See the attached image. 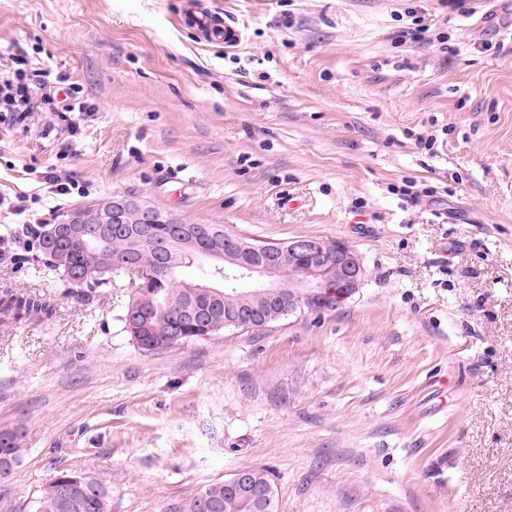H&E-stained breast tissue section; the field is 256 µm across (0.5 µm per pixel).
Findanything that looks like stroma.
Masks as SVG:
<instances>
[{
  "label": "stroma",
  "instance_id": "stroma-1",
  "mask_svg": "<svg viewBox=\"0 0 512 512\" xmlns=\"http://www.w3.org/2000/svg\"><path fill=\"white\" fill-rule=\"evenodd\" d=\"M194 4L242 41L205 40ZM416 17L427 39L400 38ZM20 59L87 106L0 112V196L34 221L129 195L345 242L366 277L336 310L148 354L128 277L84 304L0 257V290L55 309L0 323V430L27 448L0 512L62 470L112 512H185L242 468L278 512H512V0H0V74ZM249 472L253 489L255 491H262L264 489L267 495L266 506L258 508V511L255 512H278L276 492L266 472L260 468H250Z\"/></svg>",
  "mask_w": 512,
  "mask_h": 512
}]
</instances>
